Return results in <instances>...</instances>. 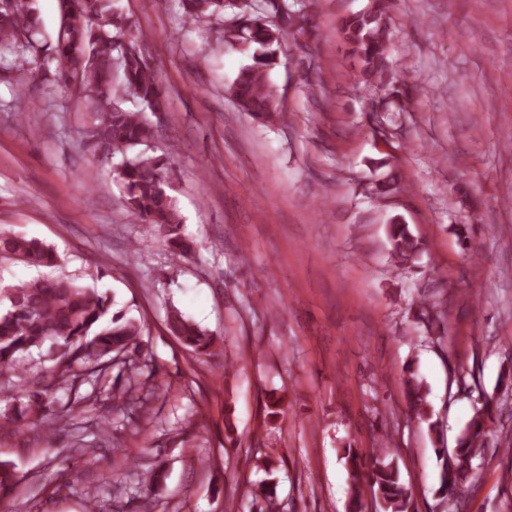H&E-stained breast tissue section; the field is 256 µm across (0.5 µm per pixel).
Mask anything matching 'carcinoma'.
I'll list each match as a JSON object with an SVG mask.
<instances>
[{"label": "carcinoma", "instance_id": "carcinoma-1", "mask_svg": "<svg viewBox=\"0 0 512 512\" xmlns=\"http://www.w3.org/2000/svg\"><path fill=\"white\" fill-rule=\"evenodd\" d=\"M391 0H370L369 6L344 18L341 32L359 66L361 82L369 91L388 86L391 71L389 42ZM276 21L270 22L247 0H182L185 15L195 24L222 26L224 47L241 44L254 47L252 62L243 66L227 87L238 108L266 122L285 121L286 114L275 103L269 73L277 65L283 43L299 39L312 29L310 15L289 8L286 0H265ZM231 12L232 17L224 16ZM60 21L55 41L42 44V24L35 0H0V44L13 50L19 73L17 91L41 76L39 54L45 50L56 61V77L74 99L93 112L95 119L86 137L89 150L99 163L108 164L116 155L122 161L114 168L123 185L127 204L145 223L150 234L161 233L174 255L185 257L191 245L181 233L182 218L168 187L175 171L147 151L134 149L155 138V127L145 110L167 109V100L149 63L137 46L143 32L133 27L114 0H59ZM133 92L144 108L125 106L122 93ZM395 258L408 260L423 242L396 220L389 226ZM13 261L33 267L58 266L56 252L34 238L0 232V263ZM115 301L106 292L87 288L65 275H41L17 284L0 285V376L27 374L35 356L47 355L54 365L48 378L26 392L25 407L15 420L35 416L42 429H52L57 420L74 411L57 410L56 394L67 383L76 384L84 374H102L116 366L119 371L111 391L118 398L128 394L133 383L131 356L141 348L143 326L112 311ZM170 331L189 351L204 355L213 340L206 330L184 317L176 308L168 310ZM406 400L421 420H429V389L409 367L405 376ZM492 400L475 411L462 431L453 454L439 449L442 461L435 493L453 502L455 512L464 507V489L471 478V461L484 448L487 419ZM350 475L348 512H363L362 488L369 485L383 505V512H414L411 497L399 468L381 451L362 454L343 449ZM19 480L12 464L0 462V501L17 491ZM253 503L264 502L259 512H278L276 487L263 481L247 489Z\"/></svg>", "mask_w": 512, "mask_h": 512}]
</instances>
